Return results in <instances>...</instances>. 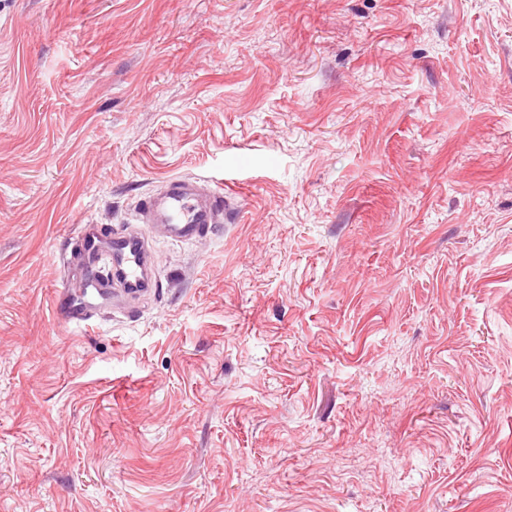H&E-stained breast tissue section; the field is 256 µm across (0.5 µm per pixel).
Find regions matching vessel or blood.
<instances>
[{"instance_id":"obj_1","label":"vessel or blood","mask_w":512,"mask_h":512,"mask_svg":"<svg viewBox=\"0 0 512 512\" xmlns=\"http://www.w3.org/2000/svg\"><path fill=\"white\" fill-rule=\"evenodd\" d=\"M224 216V194L211 185L172 176L140 207L138 220L159 228L175 243L196 242L208 236ZM148 238L143 232L104 236L99 225H82L75 242L81 261L78 277L67 278L56 292L55 313L65 324L81 326L117 306L118 293L134 295L146 285ZM108 253L111 278L95 271L100 253Z\"/></svg>"}]
</instances>
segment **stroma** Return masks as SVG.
Returning <instances> with one entry per match:
<instances>
[{
  "mask_svg": "<svg viewBox=\"0 0 512 512\" xmlns=\"http://www.w3.org/2000/svg\"><path fill=\"white\" fill-rule=\"evenodd\" d=\"M0 512H512V0H0ZM224 216V192L198 181L172 176L140 206L138 221L157 226L171 242L204 239ZM147 234L129 232L120 236L104 237L99 225H81L74 243L81 261L77 279L67 263V280L56 292L55 313L65 324L87 325L100 318L105 309L115 310L117 297L108 278L99 277L96 262L101 252H107L111 261L112 280L122 286L128 295L147 291L145 281L148 263Z\"/></svg>",
  "mask_w": 512,
  "mask_h": 512,
  "instance_id": "35a3bbf8",
  "label": "stroma"
}]
</instances>
